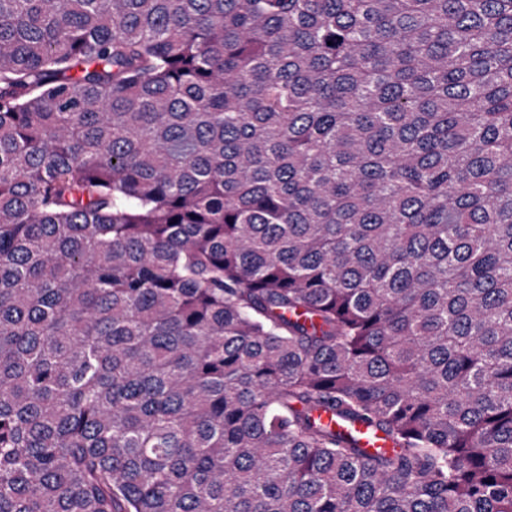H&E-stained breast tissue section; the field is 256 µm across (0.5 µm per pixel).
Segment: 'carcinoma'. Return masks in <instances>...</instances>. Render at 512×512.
<instances>
[{
	"mask_svg": "<svg viewBox=\"0 0 512 512\" xmlns=\"http://www.w3.org/2000/svg\"><path fill=\"white\" fill-rule=\"evenodd\" d=\"M0 512H512V0H0Z\"/></svg>",
	"mask_w": 512,
	"mask_h": 512,
	"instance_id": "cac0c4a2",
	"label": "carcinoma"
}]
</instances>
